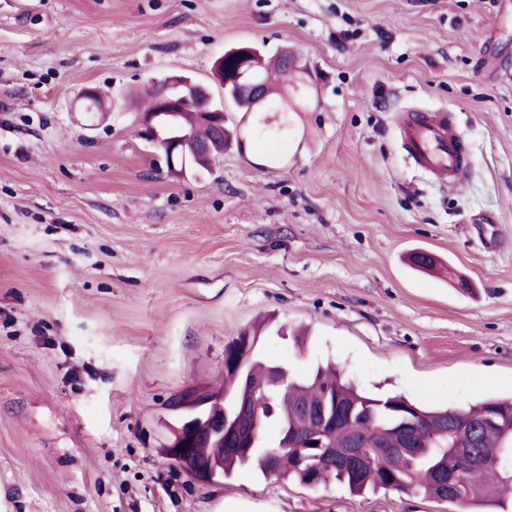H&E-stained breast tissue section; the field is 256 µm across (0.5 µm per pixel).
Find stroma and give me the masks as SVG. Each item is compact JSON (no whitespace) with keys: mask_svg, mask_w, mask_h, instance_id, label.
<instances>
[{"mask_svg":"<svg viewBox=\"0 0 512 512\" xmlns=\"http://www.w3.org/2000/svg\"><path fill=\"white\" fill-rule=\"evenodd\" d=\"M242 43L293 50L305 105L172 175L134 99ZM412 108L453 112L456 187L407 158ZM269 317L259 353L300 376L512 395V0H0V512H468L161 455Z\"/></svg>","mask_w":512,"mask_h":512,"instance_id":"obj_1","label":"stroma"}]
</instances>
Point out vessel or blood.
Segmentation results:
<instances>
[{
	"mask_svg": "<svg viewBox=\"0 0 512 512\" xmlns=\"http://www.w3.org/2000/svg\"><path fill=\"white\" fill-rule=\"evenodd\" d=\"M398 128L404 150L419 168L452 187L462 182L468 158L451 111L405 112Z\"/></svg>",
	"mask_w": 512,
	"mask_h": 512,
	"instance_id": "1",
	"label": "vessel or blood"
}]
</instances>
